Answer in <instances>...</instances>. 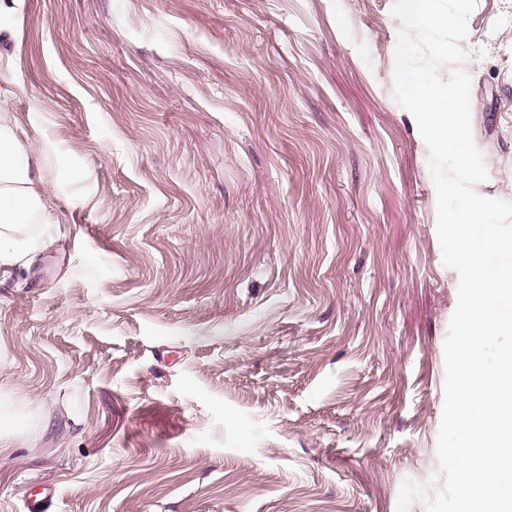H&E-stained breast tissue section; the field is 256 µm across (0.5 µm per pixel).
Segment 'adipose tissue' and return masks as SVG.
Masks as SVG:
<instances>
[{"label": "adipose tissue", "mask_w": 512, "mask_h": 512, "mask_svg": "<svg viewBox=\"0 0 512 512\" xmlns=\"http://www.w3.org/2000/svg\"><path fill=\"white\" fill-rule=\"evenodd\" d=\"M38 166L18 141L12 117L0 109V267L23 261L41 244L30 226L45 211Z\"/></svg>", "instance_id": "1"}]
</instances>
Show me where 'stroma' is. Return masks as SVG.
<instances>
[{
	"label": "stroma",
	"mask_w": 512,
	"mask_h": 512,
	"mask_svg": "<svg viewBox=\"0 0 512 512\" xmlns=\"http://www.w3.org/2000/svg\"><path fill=\"white\" fill-rule=\"evenodd\" d=\"M394 0H0L45 242L0 267V512H397L458 275ZM461 46L512 201V0Z\"/></svg>",
	"instance_id": "35a3bbf8"
}]
</instances>
